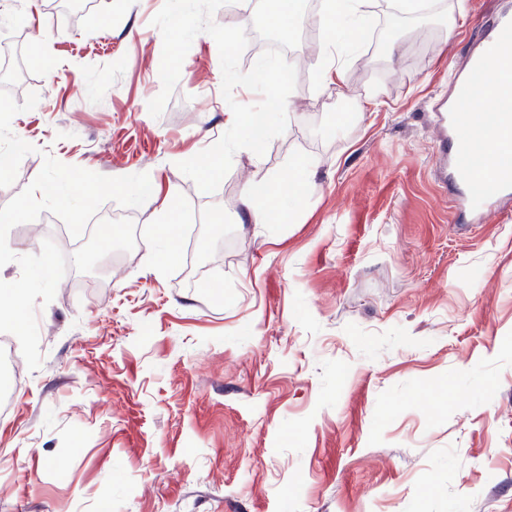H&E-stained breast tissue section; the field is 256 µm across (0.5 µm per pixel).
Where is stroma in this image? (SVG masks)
I'll list each match as a JSON object with an SVG mask.
<instances>
[{
    "mask_svg": "<svg viewBox=\"0 0 512 512\" xmlns=\"http://www.w3.org/2000/svg\"><path fill=\"white\" fill-rule=\"evenodd\" d=\"M164 2L0 0V29L53 67L0 89V207L47 154L152 186L140 207L101 206L137 239L109 254L105 287L74 271L36 308L42 364L20 365L0 418V512H512V201L485 224L460 214L430 112L476 19L512 0L417 17L367 0L339 85L320 78L308 0L287 128L263 156L236 152L211 194L178 164L227 130L219 51L197 35L152 117ZM300 159L317 166L298 206L248 223L250 182ZM166 200L193 254L163 238ZM46 238L82 244L44 215L7 242L27 255Z\"/></svg>",
    "mask_w": 512,
    "mask_h": 512,
    "instance_id": "stroma-1",
    "label": "stroma"
}]
</instances>
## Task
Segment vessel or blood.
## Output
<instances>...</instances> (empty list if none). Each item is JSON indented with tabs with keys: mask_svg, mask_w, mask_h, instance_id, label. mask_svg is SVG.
<instances>
[{
	"mask_svg": "<svg viewBox=\"0 0 512 512\" xmlns=\"http://www.w3.org/2000/svg\"><path fill=\"white\" fill-rule=\"evenodd\" d=\"M448 97L434 102L436 156L440 178L467 211L478 218L498 199L512 197V143L492 148L493 134L512 129V7L481 20L478 47L450 74ZM487 112H472L477 100Z\"/></svg>",
	"mask_w": 512,
	"mask_h": 512,
	"instance_id": "1",
	"label": "vessel or blood"
}]
</instances>
